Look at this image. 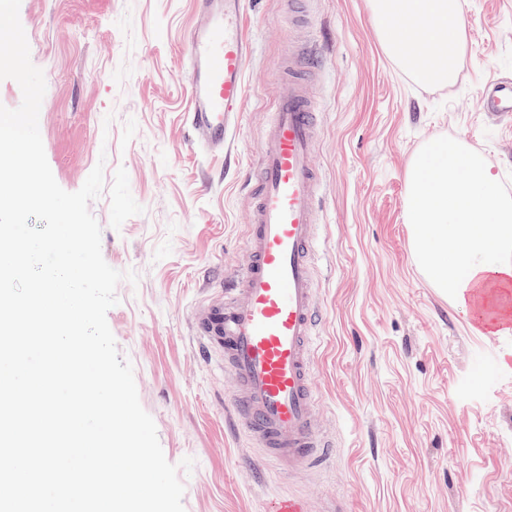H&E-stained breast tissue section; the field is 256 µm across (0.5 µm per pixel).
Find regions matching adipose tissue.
<instances>
[{"label": "adipose tissue", "mask_w": 512, "mask_h": 512, "mask_svg": "<svg viewBox=\"0 0 512 512\" xmlns=\"http://www.w3.org/2000/svg\"><path fill=\"white\" fill-rule=\"evenodd\" d=\"M382 44L417 81L451 82L463 48L460 0H372ZM408 220L417 258L459 299L478 329L506 326L497 293L512 288V201L483 161L452 143L430 166L411 165ZM448 255L436 264L433 253Z\"/></svg>", "instance_id": "adipose-tissue-1"}]
</instances>
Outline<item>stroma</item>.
I'll list each match as a JSON object with an SVG mask.
<instances>
[{
	"label": "stroma",
	"mask_w": 512,
	"mask_h": 512,
	"mask_svg": "<svg viewBox=\"0 0 512 512\" xmlns=\"http://www.w3.org/2000/svg\"><path fill=\"white\" fill-rule=\"evenodd\" d=\"M327 60L311 82L324 117L314 163L320 206L313 363L326 467L288 477L233 425V383L198 355L190 313L243 261L250 193L224 159L188 150L183 40L193 0H21L32 63L45 77L39 131L59 186L90 204L104 260L134 271L107 323L185 486V512H265L284 494L311 512H512V330L477 331L411 245L406 187L428 147L462 142L512 199V122L480 110L486 82L512 79V0H464L455 80L416 82L387 53L370 0H313ZM256 49L235 138L254 156L273 110L292 28L285 0H246ZM192 458V470L180 469Z\"/></svg>",
	"instance_id": "stroma-1"
}]
</instances>
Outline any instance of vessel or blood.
Here are the masks:
<instances>
[{
    "label": "vessel or blood",
    "mask_w": 512,
    "mask_h": 512,
    "mask_svg": "<svg viewBox=\"0 0 512 512\" xmlns=\"http://www.w3.org/2000/svg\"><path fill=\"white\" fill-rule=\"evenodd\" d=\"M194 3L203 22L186 40L188 147L231 163L254 43L243 0ZM323 68L310 41L279 76L273 119L256 164L246 169L251 206L243 265L191 315L204 359L235 381L236 425L262 450L263 462L291 474L319 468L333 452L315 419L311 372L325 322L316 266L324 175L312 163L322 120L305 77ZM480 104L486 115H512V81L487 86Z\"/></svg>",
    "instance_id": "1"
}]
</instances>
